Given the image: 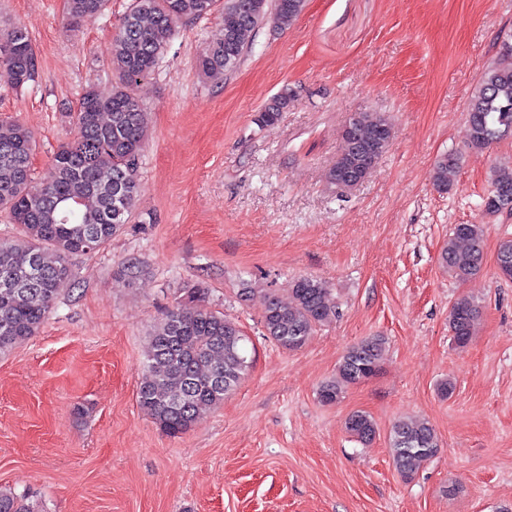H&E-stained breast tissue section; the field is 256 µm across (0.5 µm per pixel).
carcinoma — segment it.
I'll return each mask as SVG.
<instances>
[{"instance_id": "carcinoma-1", "label": "carcinoma", "mask_w": 512, "mask_h": 512, "mask_svg": "<svg viewBox=\"0 0 512 512\" xmlns=\"http://www.w3.org/2000/svg\"><path fill=\"white\" fill-rule=\"evenodd\" d=\"M108 0H67L70 19L83 23L101 16ZM305 0H134L112 38V93L87 89L75 113L76 137L60 145L47 169L42 187L33 192L31 160L36 150L33 133L16 121L0 123V213L19 226L23 241L0 239V354L35 336L64 290L72 285L71 256L98 250L129 223L140 191L139 161L146 139L143 107L130 94L131 84L155 73L177 24L216 11L222 35L199 59L205 74L233 69L255 30L290 27ZM38 56L25 24L0 29V79L18 88L34 80ZM295 100L285 86L258 112L256 124L278 122ZM467 137L483 149L512 133V56L500 57L483 73L468 104ZM355 144L342 143L330 169V183L365 174L368 158H379L392 144L389 118L379 112L355 114ZM459 166L447 155L434 166L433 184L448 190ZM489 214L512 213V166L497 167L484 199ZM485 230L481 224L455 226L441 250L448 273L459 278L480 274ZM204 289L196 288L168 308L149 334L144 368L146 381L138 402L162 432L175 436L193 427L200 411L218 406L235 391L251 368L239 325L203 304ZM480 303L462 298L448 319L452 340L459 348L473 338L481 315ZM336 314L330 289L319 279L301 277L288 293L266 296L261 323L264 336L284 350L305 345L313 330ZM387 341L367 336L339 360L336 375L321 383L319 401L338 402L346 389L364 380L362 366L379 369ZM347 431L368 444L377 425L363 412L351 413ZM390 451L395 469L405 479L440 450L429 421L399 420L391 429ZM0 512H30L24 497L0 491Z\"/></svg>"}]
</instances>
